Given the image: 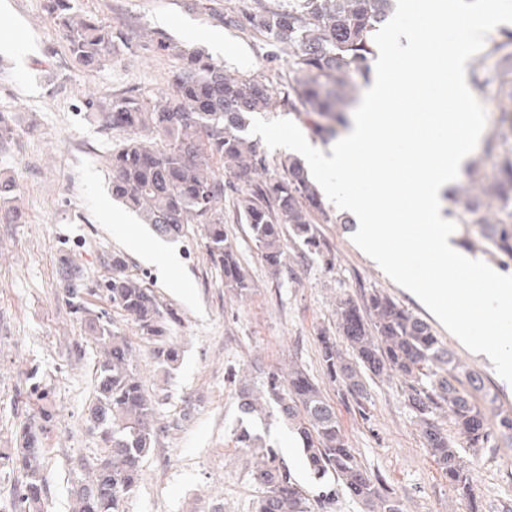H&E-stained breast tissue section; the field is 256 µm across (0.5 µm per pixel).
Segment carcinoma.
Instances as JSON below:
<instances>
[{
    "mask_svg": "<svg viewBox=\"0 0 512 512\" xmlns=\"http://www.w3.org/2000/svg\"><path fill=\"white\" fill-rule=\"evenodd\" d=\"M190 6L228 27L263 34L272 47L270 57L288 53V73L273 93L253 75L232 74L203 51L159 37L156 49L179 60L167 91L156 97L91 98L84 104L85 118L100 133L124 134L109 158L112 197L141 214L163 237L178 238L185 225H202L208 255L230 290L246 291L250 281L224 236V190L234 187L224 181L226 174L244 180L245 187H235L237 212L268 267H283L286 234L305 253L331 262L316 225L331 224L333 217L304 164L288 157L280 163L282 174L269 175L265 157L245 128L249 114L281 106L303 119L320 140L338 136L348 123L347 107L370 81L373 34L392 17L394 0H254L243 13L224 10L221 0H190ZM45 7L70 54L85 67L105 65L112 50L127 40L122 30L81 12L74 0H45ZM488 56L497 58L498 77L510 85L499 100L507 129L486 142L484 152L497 156L493 177L469 178L456 188L455 200L464 241L474 237L484 252L512 261V146L505 147L512 132V29L501 31ZM15 194L13 180L0 178V213L15 211ZM84 280L82 269L67 259L61 262V294L103 351L85 420L98 448L71 468V512H123L124 499L137 487L142 464L157 443L159 401L148 395L134 368L132 346L87 296H103L125 312L151 344L152 359L161 369L179 360L168 336L177 313L163 307L142 279L126 273L118 253L112 254L110 277L95 288L85 287ZM336 332L319 333L329 381L357 399L366 398L369 378L401 381L429 454L467 501L469 512H479L472 470L437 416L448 411L474 452L495 447L498 433L512 436L508 413L498 414L497 429L487 424L485 405L495 397L485 391L483 377L456 363L430 324L381 291L369 293L361 305L338 301ZM338 335L345 346L337 345ZM27 380V398L41 406L20 427L19 447L0 448V471L9 476L0 488V512H44L48 498L41 438L51 431L54 413L47 406L50 392L37 381V373ZM237 396L241 413L270 408L293 429L306 464L323 485V494L310 499L278 451L241 426L234 432L235 443L255 452L252 477L262 489L256 512H322L340 489L365 512H403L395 493L361 463L336 408L304 369L273 367L259 388L240 379Z\"/></svg>",
    "mask_w": 512,
    "mask_h": 512,
    "instance_id": "obj_1",
    "label": "carcinoma"
}]
</instances>
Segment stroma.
Instances as JSON below:
<instances>
[{
    "mask_svg": "<svg viewBox=\"0 0 512 512\" xmlns=\"http://www.w3.org/2000/svg\"><path fill=\"white\" fill-rule=\"evenodd\" d=\"M75 3L129 34L128 44L116 46L100 69H88L70 56L44 0H0V112L14 129L0 147V177L16 182L14 205L21 214L20 223L0 221V448L15 447L17 430L34 412L25 391L29 373L37 372L55 414L54 428L42 441L50 485L45 512H70L72 463L92 456L97 447L84 421L101 352L57 288L60 259L69 257L93 287L110 276L116 252L123 253L129 273L143 278L179 314L169 336L180 357L165 373L155 366L131 318L104 297L90 298L132 344L144 384L159 400L157 423L163 431L124 512H212L219 503L224 512H255L261 490L251 477V456L233 440L241 422L277 448L293 476L310 495H318L321 485L307 468L293 430L278 416L245 418L238 410L235 377L258 383L271 366L288 362L324 389L361 462L394 489L406 512H468L428 453L400 383L369 382L367 410L359 412L350 395L326 378L319 333L334 329L337 301H359L378 289L431 324L457 361L483 375L498 396L486 412L488 421H496L497 410L512 412V385L353 243V224L320 225L330 263L291 243L284 267L276 271L261 260L247 225L239 221L235 192L226 191L224 232L251 283L243 295L225 289L199 225H188L181 237L168 240L181 260L168 278L126 247L131 228H139L148 245L158 236L113 200L107 158L115 141L85 120L79 108L84 97L164 91L178 61L155 50L160 35L202 48L232 71L270 81L287 71V61H269L264 37L192 11L188 0ZM215 33L221 36L217 46L211 40ZM466 458L483 512L511 506L512 438L497 436L494 449Z\"/></svg>",
    "mask_w": 512,
    "mask_h": 512,
    "instance_id": "1",
    "label": "stroma"
}]
</instances>
